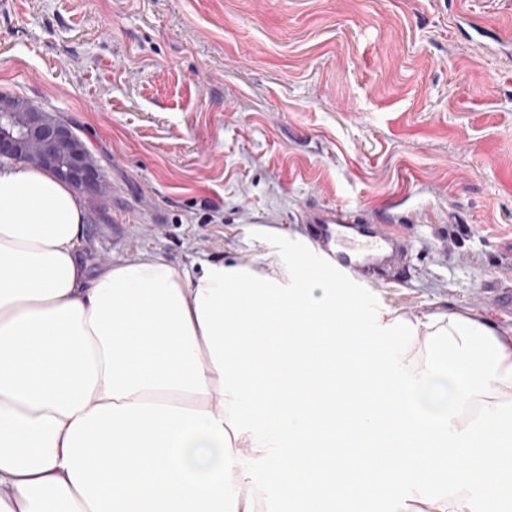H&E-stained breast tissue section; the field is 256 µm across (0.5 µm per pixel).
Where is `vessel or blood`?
I'll use <instances>...</instances> for the list:
<instances>
[{
    "instance_id": "1",
    "label": "vessel or blood",
    "mask_w": 512,
    "mask_h": 512,
    "mask_svg": "<svg viewBox=\"0 0 512 512\" xmlns=\"http://www.w3.org/2000/svg\"><path fill=\"white\" fill-rule=\"evenodd\" d=\"M296 221L308 227L310 263L337 283H390L411 266L410 240L391 219L309 205ZM487 300L492 311L512 317V285L491 290Z\"/></svg>"
}]
</instances>
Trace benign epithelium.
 I'll return each mask as SVG.
<instances>
[{
    "instance_id": "obj_1",
    "label": "benign epithelium",
    "mask_w": 512,
    "mask_h": 512,
    "mask_svg": "<svg viewBox=\"0 0 512 512\" xmlns=\"http://www.w3.org/2000/svg\"><path fill=\"white\" fill-rule=\"evenodd\" d=\"M0 157L50 170L81 192L105 190L101 169L72 127L40 108L0 109Z\"/></svg>"
}]
</instances>
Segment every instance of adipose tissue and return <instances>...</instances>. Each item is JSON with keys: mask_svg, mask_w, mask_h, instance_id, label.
I'll return each instance as SVG.
<instances>
[{"mask_svg": "<svg viewBox=\"0 0 512 512\" xmlns=\"http://www.w3.org/2000/svg\"><path fill=\"white\" fill-rule=\"evenodd\" d=\"M51 172L0 167V512H477L512 494V336L354 318L334 280L89 268ZM387 340L363 347L367 330Z\"/></svg>", "mask_w": 512, "mask_h": 512, "instance_id": "ef3b65f1", "label": "adipose tissue"}]
</instances>
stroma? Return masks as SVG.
Wrapping results in <instances>:
<instances>
[{
	"mask_svg": "<svg viewBox=\"0 0 512 512\" xmlns=\"http://www.w3.org/2000/svg\"><path fill=\"white\" fill-rule=\"evenodd\" d=\"M512 0H9L0 95L55 113L109 186L90 265L275 267L307 204L406 218L408 279L354 290L501 331L512 282ZM487 301L496 314L512 317V285H504L489 291Z\"/></svg>",
	"mask_w": 512,
	"mask_h": 512,
	"instance_id": "stroma-1",
	"label": "stroma"
}]
</instances>
